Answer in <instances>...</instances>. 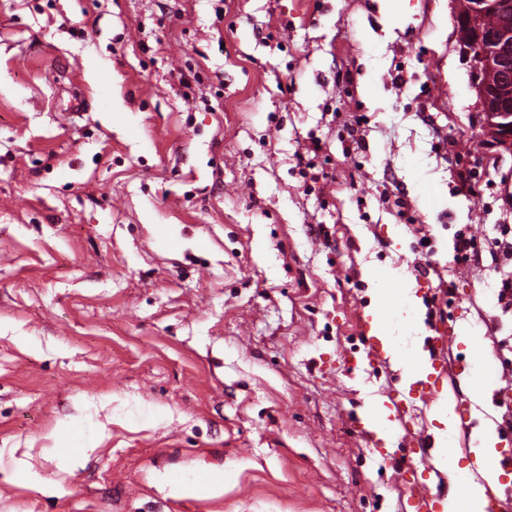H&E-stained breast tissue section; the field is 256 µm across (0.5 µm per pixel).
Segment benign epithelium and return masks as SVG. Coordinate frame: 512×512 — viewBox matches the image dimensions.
<instances>
[{
	"instance_id": "benign-epithelium-1",
	"label": "benign epithelium",
	"mask_w": 512,
	"mask_h": 512,
	"mask_svg": "<svg viewBox=\"0 0 512 512\" xmlns=\"http://www.w3.org/2000/svg\"><path fill=\"white\" fill-rule=\"evenodd\" d=\"M456 34L468 54L475 78L481 134L488 142L512 149V19L498 22L497 34L484 42L473 37L486 14L485 0L455 2Z\"/></svg>"
}]
</instances>
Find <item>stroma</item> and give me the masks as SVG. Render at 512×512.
Here are the masks:
<instances>
[{"label": "stroma", "mask_w": 512, "mask_h": 512, "mask_svg": "<svg viewBox=\"0 0 512 512\" xmlns=\"http://www.w3.org/2000/svg\"><path fill=\"white\" fill-rule=\"evenodd\" d=\"M479 121L452 0H0V512H404L376 305L406 360L444 321L507 449Z\"/></svg>", "instance_id": "1"}]
</instances>
